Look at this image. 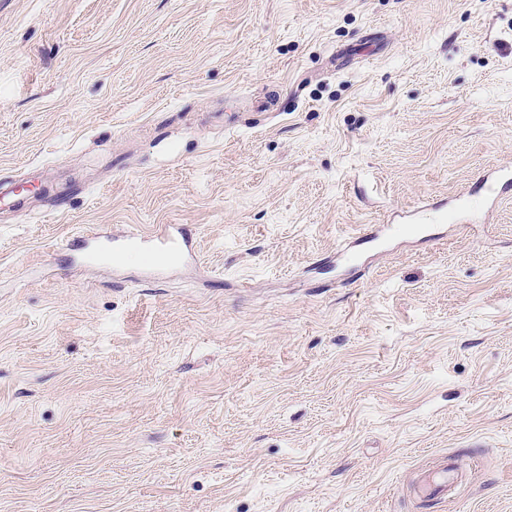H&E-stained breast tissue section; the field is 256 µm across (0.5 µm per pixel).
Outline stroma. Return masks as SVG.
<instances>
[{
	"mask_svg": "<svg viewBox=\"0 0 512 512\" xmlns=\"http://www.w3.org/2000/svg\"><path fill=\"white\" fill-rule=\"evenodd\" d=\"M493 167L512 0H0V512H512ZM127 240L144 244L153 259L159 261H182L192 251L190 238L181 232L173 231L167 224L158 225L145 236H131ZM71 246L76 251L82 252L87 256L107 249L110 252V254H112L113 260L115 262L118 261L120 258L118 254L112 252V238L108 236L96 237L93 240L79 238L74 240ZM453 467L445 466L437 475L428 474L419 482L423 495L437 501H447Z\"/></svg>",
	"mask_w": 512,
	"mask_h": 512,
	"instance_id": "1",
	"label": "stroma"
}]
</instances>
